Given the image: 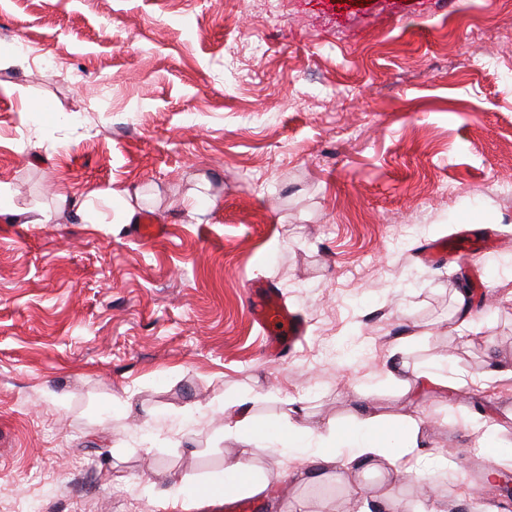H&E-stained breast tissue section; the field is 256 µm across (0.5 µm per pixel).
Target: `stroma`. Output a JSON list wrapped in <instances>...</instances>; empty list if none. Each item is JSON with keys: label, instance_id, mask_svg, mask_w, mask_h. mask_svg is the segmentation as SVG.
<instances>
[{"label": "stroma", "instance_id": "1", "mask_svg": "<svg viewBox=\"0 0 512 512\" xmlns=\"http://www.w3.org/2000/svg\"><path fill=\"white\" fill-rule=\"evenodd\" d=\"M0 186V512H174L239 397L420 419L448 462L300 484L255 448L258 512H512L478 431L512 446V0H0ZM464 229L476 265L421 259ZM256 279L308 324L289 357ZM247 312L266 334L268 347L280 358L295 349L305 340L307 322L290 311L283 302L279 291L273 285L254 281L250 284L247 297Z\"/></svg>", "mask_w": 512, "mask_h": 512}]
</instances>
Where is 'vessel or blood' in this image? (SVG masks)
<instances>
[{
	"label": "vessel or blood",
	"mask_w": 512,
	"mask_h": 512,
	"mask_svg": "<svg viewBox=\"0 0 512 512\" xmlns=\"http://www.w3.org/2000/svg\"><path fill=\"white\" fill-rule=\"evenodd\" d=\"M247 312L267 335L268 346L276 356L292 352L304 342L307 333L305 319L290 311L277 288L263 282H252L248 289Z\"/></svg>",
	"instance_id": "vessel-or-blood-1"
}]
</instances>
